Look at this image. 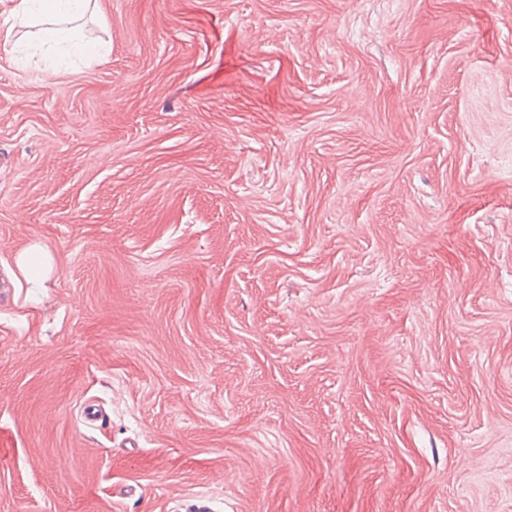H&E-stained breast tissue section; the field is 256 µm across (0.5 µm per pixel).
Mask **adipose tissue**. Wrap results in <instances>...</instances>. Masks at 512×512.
Segmentation results:
<instances>
[{
	"instance_id": "1",
	"label": "adipose tissue",
	"mask_w": 512,
	"mask_h": 512,
	"mask_svg": "<svg viewBox=\"0 0 512 512\" xmlns=\"http://www.w3.org/2000/svg\"><path fill=\"white\" fill-rule=\"evenodd\" d=\"M90 3L91 0H19V15L21 19L42 25L49 40L85 53L89 47L80 31L67 25L65 19L84 12Z\"/></svg>"
}]
</instances>
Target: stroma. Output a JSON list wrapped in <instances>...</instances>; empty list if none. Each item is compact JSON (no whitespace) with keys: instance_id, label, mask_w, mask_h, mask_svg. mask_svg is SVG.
Here are the masks:
<instances>
[{"instance_id":"1","label":"stroma","mask_w":512,"mask_h":512,"mask_svg":"<svg viewBox=\"0 0 512 512\" xmlns=\"http://www.w3.org/2000/svg\"><path fill=\"white\" fill-rule=\"evenodd\" d=\"M17 2L0 512H512V0ZM90 3L91 0H20L18 15L21 20L32 19L36 24L47 25L42 31L49 40L75 52L90 54L93 50L84 42L80 31L63 19L83 13ZM51 259L46 253L33 252L17 259L18 270L24 280L36 278L42 269L50 266Z\"/></svg>"}]
</instances>
